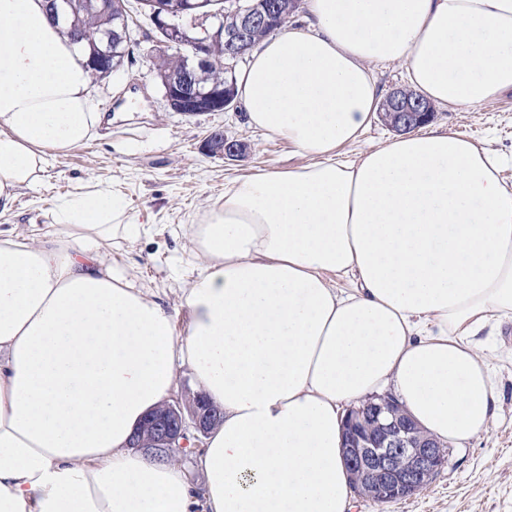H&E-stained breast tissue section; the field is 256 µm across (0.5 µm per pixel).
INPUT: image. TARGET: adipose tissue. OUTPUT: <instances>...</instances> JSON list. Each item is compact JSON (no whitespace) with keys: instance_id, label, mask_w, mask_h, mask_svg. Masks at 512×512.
Listing matches in <instances>:
<instances>
[{"instance_id":"obj_1","label":"adipose tissue","mask_w":512,"mask_h":512,"mask_svg":"<svg viewBox=\"0 0 512 512\" xmlns=\"http://www.w3.org/2000/svg\"><path fill=\"white\" fill-rule=\"evenodd\" d=\"M306 2L236 93L309 162L234 180L194 225L185 337L108 260L140 227L120 192L72 193L42 241L0 228V512H347V405L389 390L441 442L487 430L482 334L512 318L499 154L434 130L340 149L382 102L370 62L448 108L512 91V0ZM89 57L48 0H0V216L52 154L107 135ZM183 365L222 411L199 489L130 446Z\"/></svg>"}]
</instances>
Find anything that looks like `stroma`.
I'll return each mask as SVG.
<instances>
[{
	"label": "stroma",
	"instance_id": "35a3bbf8",
	"mask_svg": "<svg viewBox=\"0 0 512 512\" xmlns=\"http://www.w3.org/2000/svg\"><path fill=\"white\" fill-rule=\"evenodd\" d=\"M127 10L136 62L92 85L112 114L110 135L54 154L42 183L22 191L0 224L16 225L23 234L35 227L45 232L62 198L83 186L118 187L129 215L143 226L135 239H116L112 265L153 293L173 315L181 337L190 320L184 293L200 272L192 225L234 179L301 166L307 159L288 141L251 128L243 112L186 115L170 109L158 70L165 48L152 36L137 0H128ZM431 126L492 139L494 148L512 155V93L437 109ZM214 131L246 142V155L227 160L204 151V140ZM481 353L497 376L496 409L487 430L465 444H448L447 465L417 495L382 505L356 496L351 512H512V322L504 323Z\"/></svg>",
	"mask_w": 512,
	"mask_h": 512
}]
</instances>
